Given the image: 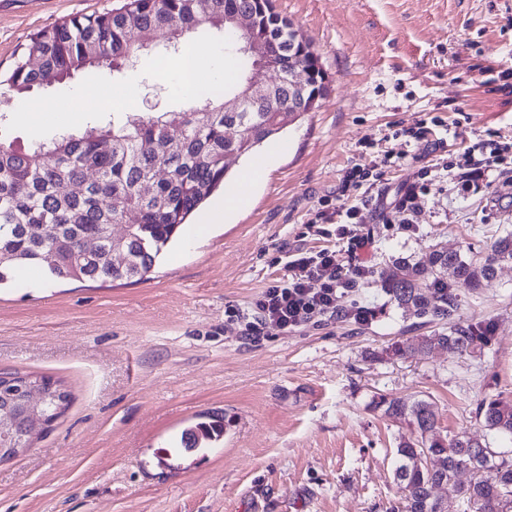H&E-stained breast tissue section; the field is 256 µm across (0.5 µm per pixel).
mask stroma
Returning a JSON list of instances; mask_svg holds the SVG:
<instances>
[{
    "label": "stroma",
    "mask_w": 512,
    "mask_h": 512,
    "mask_svg": "<svg viewBox=\"0 0 512 512\" xmlns=\"http://www.w3.org/2000/svg\"><path fill=\"white\" fill-rule=\"evenodd\" d=\"M125 0H0V73L39 30ZM310 41L328 78L319 106L259 149L267 174L245 207L193 243L177 240L148 280L104 285L48 280L0 286V370L46 376L71 394L48 434L0 463V512H390L399 499L396 448L414 437L380 397L433 403L441 434L492 440L477 409L512 403V262L492 285L458 291L462 325H491L485 345L460 354L435 346L399 355L398 344L445 323L404 312L383 287L399 258L427 261L433 247L485 257L512 231V0H272ZM208 52L205 89L238 84L224 34L199 27ZM164 49L136 67L89 69L36 90L54 104L22 122L17 96L0 92V138L26 150L94 122L121 120L110 100L127 88L182 112L178 75L158 74ZM105 102L71 114L86 89ZM423 139H414V132ZM500 144L475 175L465 150ZM447 162L405 226L392 202L423 167ZM357 164L384 170L360 224L374 235L368 274L340 315L293 332L270 327L250 343L231 308L247 309L282 277L284 250L334 247L307 223L336 206ZM369 307L361 324L345 316ZM222 417L220 441L168 461L202 414Z\"/></svg>",
    "instance_id": "obj_1"
}]
</instances>
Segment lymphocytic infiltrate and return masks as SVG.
Masks as SVG:
<instances>
[{"label": "lymphocytic infiltrate", "mask_w": 512, "mask_h": 512, "mask_svg": "<svg viewBox=\"0 0 512 512\" xmlns=\"http://www.w3.org/2000/svg\"><path fill=\"white\" fill-rule=\"evenodd\" d=\"M381 178V173L359 164L347 172L345 182L356 188V195L344 199L333 212L316 215L317 223L335 224L340 249L289 253L286 275L264 288L246 311L232 312L243 336L255 341L271 324L291 332L316 318L335 315L340 298L368 271L359 255L371 244L373 235L359 229L355 220L372 202L364 185Z\"/></svg>", "instance_id": "obj_1"}]
</instances>
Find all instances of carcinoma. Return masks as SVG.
<instances>
[{
	"label": "carcinoma",
	"instance_id": "obj_1",
	"mask_svg": "<svg viewBox=\"0 0 512 512\" xmlns=\"http://www.w3.org/2000/svg\"><path fill=\"white\" fill-rule=\"evenodd\" d=\"M237 12L253 16L249 37L264 42L276 78L267 95L245 99L237 112L224 111V91L194 97L185 112H128L120 123L98 124L55 135L26 151L0 140V285L29 264L54 280L111 283L140 281L189 216L224 182L225 158L248 155L301 116L288 111L292 49L300 48L291 23L274 11L272 0H128L117 10L73 17L37 32L27 55L3 86L17 93L40 88L88 67L117 71L136 39L151 40L172 30L187 34L209 24L224 28ZM165 179L143 192L158 168ZM123 224V261L112 257V225ZM512 260V233L498 238L479 262L457 251L434 249L429 264L394 263L384 288L398 307L418 316L448 319V332L400 345L401 354L423 352L436 342L453 352L475 349L480 336L454 322L458 288L491 285L497 265ZM392 418L414 426L418 436L399 443L395 478L403 492L392 512H442L433 489L446 485L473 512H512V460L489 441L436 431L433 404L425 399L383 398ZM477 415L487 430L512 438V404L482 401ZM224 427L199 422L181 437L182 448L217 441ZM473 472L466 486L455 481Z\"/></svg>",
	"mask_w": 512,
	"mask_h": 512
}]
</instances>
